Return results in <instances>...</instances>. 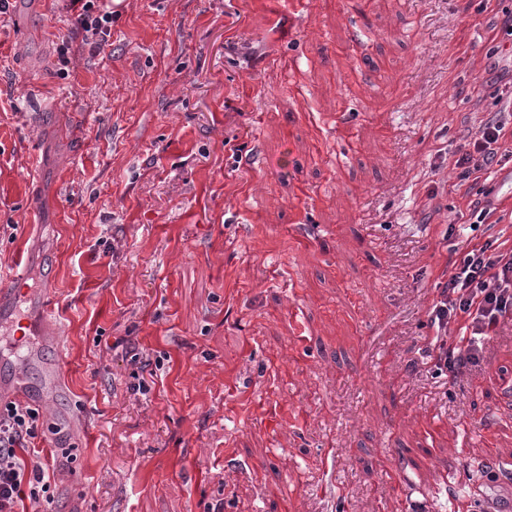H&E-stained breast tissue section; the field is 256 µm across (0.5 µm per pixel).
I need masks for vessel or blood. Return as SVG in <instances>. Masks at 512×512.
Masks as SVG:
<instances>
[{"label": "vessel or blood", "instance_id": "vessel-or-blood-1", "mask_svg": "<svg viewBox=\"0 0 512 512\" xmlns=\"http://www.w3.org/2000/svg\"><path fill=\"white\" fill-rule=\"evenodd\" d=\"M26 267L19 259L0 266V349L16 353L30 343L62 346L64 336L52 299L46 291L28 286ZM26 378L24 364L14 365L11 377L0 382V403H29Z\"/></svg>", "mask_w": 512, "mask_h": 512}]
</instances>
